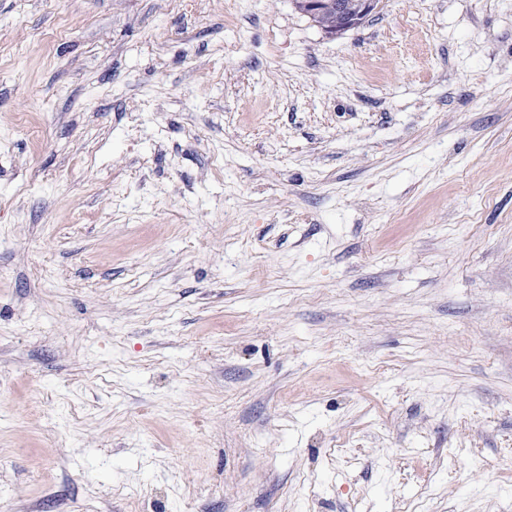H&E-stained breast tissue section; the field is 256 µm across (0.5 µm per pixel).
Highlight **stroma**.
Returning a JSON list of instances; mask_svg holds the SVG:
<instances>
[{
    "label": "stroma",
    "mask_w": 512,
    "mask_h": 512,
    "mask_svg": "<svg viewBox=\"0 0 512 512\" xmlns=\"http://www.w3.org/2000/svg\"><path fill=\"white\" fill-rule=\"evenodd\" d=\"M0 512H512V0H0ZM333 9L336 16L341 19L342 27L339 31L332 32L336 35L340 32L360 26L365 19L379 8L376 0H360V7L357 10L350 8L351 0H334Z\"/></svg>",
    "instance_id": "1"
}]
</instances>
